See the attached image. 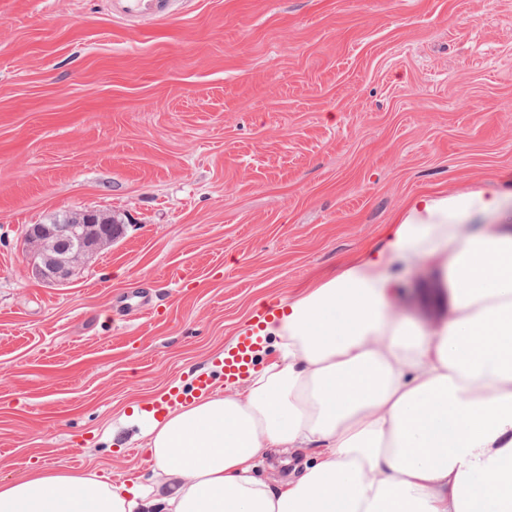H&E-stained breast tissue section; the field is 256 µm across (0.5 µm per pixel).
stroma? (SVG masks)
Returning a JSON list of instances; mask_svg holds the SVG:
<instances>
[{
  "instance_id": "obj_1",
  "label": "stroma",
  "mask_w": 512,
  "mask_h": 512,
  "mask_svg": "<svg viewBox=\"0 0 512 512\" xmlns=\"http://www.w3.org/2000/svg\"><path fill=\"white\" fill-rule=\"evenodd\" d=\"M512 188V0H0V480L153 473L144 424L406 202ZM119 212L66 285L29 224ZM172 0H121L123 13L129 17L150 15L162 17L168 14L166 4Z\"/></svg>"
}]
</instances>
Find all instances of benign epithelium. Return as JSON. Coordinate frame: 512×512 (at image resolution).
<instances>
[{"mask_svg": "<svg viewBox=\"0 0 512 512\" xmlns=\"http://www.w3.org/2000/svg\"><path fill=\"white\" fill-rule=\"evenodd\" d=\"M104 222V214L90 210L75 215L65 213L49 227L31 226L25 240L37 242L30 258L34 277L52 285L67 282L76 267L115 241L113 237L99 236L98 225Z\"/></svg>", "mask_w": 512, "mask_h": 512, "instance_id": "benign-epithelium-1", "label": "benign epithelium"}]
</instances>
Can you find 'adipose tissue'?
Listing matches in <instances>:
<instances>
[{"label": "adipose tissue", "instance_id": "ef3b65f1", "mask_svg": "<svg viewBox=\"0 0 512 512\" xmlns=\"http://www.w3.org/2000/svg\"><path fill=\"white\" fill-rule=\"evenodd\" d=\"M383 245L278 307L244 385L142 413L149 484L44 468L0 512H512V191L411 198ZM438 260L431 330L390 305ZM297 464L272 481L266 451Z\"/></svg>", "mask_w": 512, "mask_h": 512}]
</instances>
